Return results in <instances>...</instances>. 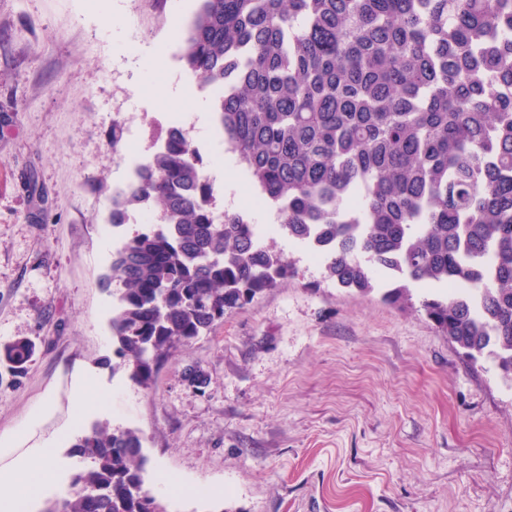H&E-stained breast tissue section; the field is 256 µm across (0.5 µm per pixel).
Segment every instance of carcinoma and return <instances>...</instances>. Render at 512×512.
I'll list each match as a JSON object with an SVG mask.
<instances>
[{
    "label": "carcinoma",
    "instance_id": "obj_1",
    "mask_svg": "<svg viewBox=\"0 0 512 512\" xmlns=\"http://www.w3.org/2000/svg\"><path fill=\"white\" fill-rule=\"evenodd\" d=\"M184 66L219 86L218 123L288 239L327 258L342 288L412 299L466 358L512 376V0H202ZM112 197L111 223L148 204L114 254L119 365L149 385L184 347L279 281L294 261L238 212L215 218L213 185L187 134ZM21 337L0 365L22 374ZM68 498L41 512H165L144 485L143 438L96 424Z\"/></svg>",
    "mask_w": 512,
    "mask_h": 512
}]
</instances>
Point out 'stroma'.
Here are the masks:
<instances>
[{"label":"stroma","mask_w":512,"mask_h":512,"mask_svg":"<svg viewBox=\"0 0 512 512\" xmlns=\"http://www.w3.org/2000/svg\"><path fill=\"white\" fill-rule=\"evenodd\" d=\"M199 7L0 0V344L37 346L24 375L0 374V436L14 439L0 467L51 449L28 506L42 512L74 491L76 436L106 424L140 432L166 512H512V381L427 318L434 286L414 284L402 307L381 279L368 294L337 287L265 210L244 215L296 275L169 355L150 387L118 367L115 297L98 285L134 230L110 222L116 190L176 115L207 173L222 164L219 127L144 94L135 62L168 41L174 81L215 102L180 60ZM83 378L102 401L81 413Z\"/></svg>","instance_id":"stroma-1"}]
</instances>
